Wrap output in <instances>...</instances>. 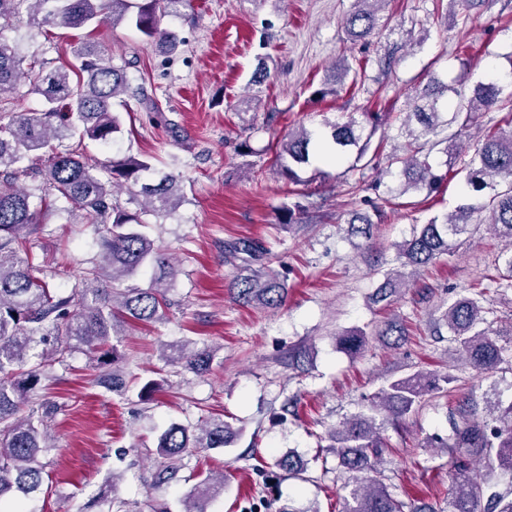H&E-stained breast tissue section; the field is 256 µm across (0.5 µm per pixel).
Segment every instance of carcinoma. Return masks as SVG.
<instances>
[{
    "label": "carcinoma",
    "instance_id": "1",
    "mask_svg": "<svg viewBox=\"0 0 512 512\" xmlns=\"http://www.w3.org/2000/svg\"><path fill=\"white\" fill-rule=\"evenodd\" d=\"M385 0H354L345 18L348 35L355 40L370 37L380 24L378 5ZM189 0H0V18L22 17L29 26H57L96 30L104 17L125 22L160 53L179 46L176 35L162 27L166 17H176ZM71 60L50 66L35 59L26 61L16 41L0 38V100L13 98L20 87L43 98L39 110L0 113V500L38 492L43 483L42 452L47 448V421L57 412L48 401L38 410H24L28 393L49 377L55 365H64L75 353L89 359L92 382L120 393L126 389L123 371L117 367L120 354L114 338L122 335L129 320L156 322L164 318L166 292L176 276V264L167 249L150 238L144 228L147 217H158L181 203L179 176L168 173L150 183L140 176L152 169L150 160L127 156L121 160H97L86 154V139L102 146L114 142L121 132L119 114L112 100L128 86L126 71L112 64L104 47L91 35L69 48ZM467 73L448 84L433 72L420 92L406 105L403 126L408 142L404 153H392L385 174L396 178L401 192L425 189L431 193L439 182L429 162L440 146L449 167L465 173L471 202L442 218L432 217L415 225L410 239L393 244L396 262L402 267L422 266L449 250L455 236L467 230L472 214L490 213V229L506 244L512 243V130L490 128L471 151L462 141L480 111L512 107V93L501 95L504 86L479 82L468 96L462 89ZM326 138L330 154L338 159L356 151L360 161L369 142H361L360 123L349 117L329 124ZM311 134L288 133L275 155L282 178L302 182L300 172L310 165ZM44 162L41 181L23 185L27 174L23 162ZM139 186L136 195L143 206L131 212L122 207L117 192L128 182ZM63 199L69 212H82L106 232L98 241V256L86 263L78 286L70 289L50 285L49 265L34 262L31 236L42 232L43 211L49 199ZM353 212L348 221L353 236L371 238L373 225L384 221L382 207ZM228 257H247L228 284L231 298L245 306L275 311L282 307L288 288L281 276L268 268V249L259 241L239 238L225 248ZM494 275L485 279L512 288V249H505ZM150 272L146 288H116V284L139 272ZM406 281L388 270L377 287L376 300L401 294ZM488 287L479 281L468 294L448 304L439 322L450 341L478 373L485 374L503 362L501 333H491L481 305ZM391 346L405 341L407 328L389 321L377 333ZM340 349L356 355L366 345L365 333L350 331L338 337ZM165 357L186 371L209 370L213 351L204 345L166 346ZM453 378L448 374L418 370L391 380L365 406L340 427L328 431L337 466L351 487L343 512H436L398 500L378 476L377 465L385 448L383 429L418 406L426 397L448 396ZM488 414L481 417L477 405L459 403L463 415L451 443V479L448 512H478L477 492H487L486 512H512V489L500 490L490 483L497 473H512V403L507 407L486 401ZM237 431L213 419L198 429L174 423L159 438L153 481L174 478L184 458L198 448H224ZM274 466L301 478L307 472L302 458L283 455ZM224 490V480L206 476L183 499L184 512H206L205 502Z\"/></svg>",
    "mask_w": 512,
    "mask_h": 512
}]
</instances>
